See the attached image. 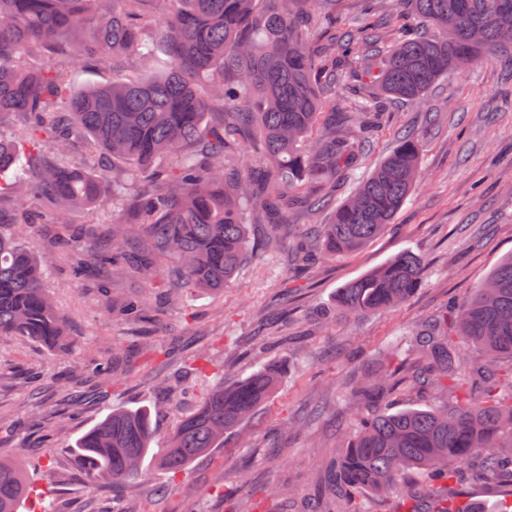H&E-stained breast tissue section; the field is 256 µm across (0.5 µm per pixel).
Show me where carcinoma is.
<instances>
[{"label":"carcinoma","mask_w":512,"mask_h":512,"mask_svg":"<svg viewBox=\"0 0 512 512\" xmlns=\"http://www.w3.org/2000/svg\"><path fill=\"white\" fill-rule=\"evenodd\" d=\"M341 0H0V121L18 117L23 138L0 131V176L17 199L0 228V337L19 336L56 349L68 336L43 288L44 262L24 245L31 212L50 206L58 224L72 208L112 201L110 220L79 269L95 266L151 279L171 262L181 293H219L245 260L250 217L276 227L288 206L329 208L295 243L301 254L356 252L377 238L413 191L417 140L395 147L348 196L334 204L311 185L333 183L356 166L359 141L336 129V96L349 101L344 124L366 127L388 98L419 103L442 78L512 49V0H400L418 20L384 47L375 0L339 37L311 45L336 23ZM162 19L155 38L146 24ZM32 49L69 62L124 66L154 59L158 68L128 81L76 88L67 71L25 69ZM219 111L208 117L207 106ZM101 149L95 172L76 155L82 136ZM257 147L269 166L255 175L242 146ZM423 263L401 252L336 290V313L379 315L411 300ZM146 310L140 297L121 305L128 322ZM417 362L406 381L435 407L391 412L382 401L390 368L350 390L358 429L330 480L331 499L367 512L355 495L388 494L417 473L432 491L405 492L400 512H479L456 493L468 481L506 486L512 499V256L456 305L412 332ZM120 358L94 375L107 383ZM282 367H264L230 385L217 382L182 416L165 447L153 449L148 408L112 409L76 442L94 483L141 476L145 459L178 474L224 443L276 391ZM31 489L15 460L0 457V512H20Z\"/></svg>","instance_id":"obj_1"}]
</instances>
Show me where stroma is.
Masks as SVG:
<instances>
[{
  "mask_svg": "<svg viewBox=\"0 0 512 512\" xmlns=\"http://www.w3.org/2000/svg\"><path fill=\"white\" fill-rule=\"evenodd\" d=\"M512 53L477 62L444 78L419 104L385 100L383 126L366 142L358 168L368 174L404 132L420 144L423 179L393 224L362 250L341 257L294 259L271 242L269 225L249 227L246 261L220 293L198 292L143 321L123 320L131 295L161 299L139 275L114 277L72 267L92 246L82 229L106 222L102 211L73 210L66 223L40 224L25 244L45 260L44 284L63 317L69 345L52 350L19 337L0 338V452L19 455L34 486L22 512H233L240 483H248L254 512H307L319 505L331 468L343 454L356 416L347 389L359 375L400 356L422 316L468 296L501 260L512 255ZM410 252L425 265L422 287L408 303L363 320L315 325L332 307L337 288L392 256ZM275 316L286 333L266 329ZM177 345L176 356L161 349ZM123 348L126 369L111 387L92 371L113 348ZM224 373L245 377L278 361L286 373L279 391L223 446L171 475L144 465L142 479L93 486L74 452L77 439L109 407H151L164 400L161 378L194 389L153 418L158 437L199 403L209 378L196 373L199 357ZM294 424L288 438L271 432L276 420ZM278 482L285 499L266 496Z\"/></svg>",
  "mask_w": 512,
  "mask_h": 512,
  "instance_id": "35a3bbf8",
  "label": "stroma"
}]
</instances>
